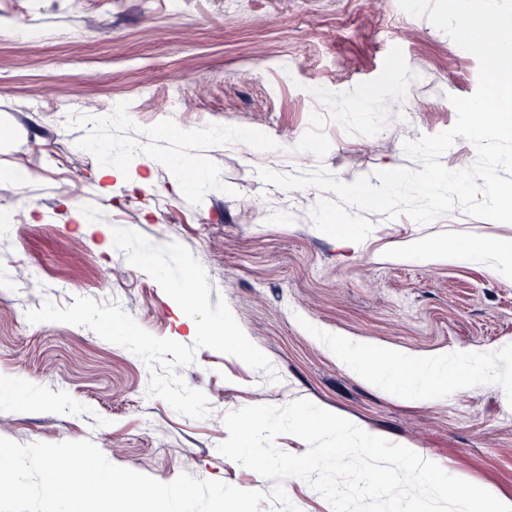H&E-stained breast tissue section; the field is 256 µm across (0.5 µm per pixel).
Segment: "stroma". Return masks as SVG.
<instances>
[{"label": "stroma", "mask_w": 512, "mask_h": 512, "mask_svg": "<svg viewBox=\"0 0 512 512\" xmlns=\"http://www.w3.org/2000/svg\"><path fill=\"white\" fill-rule=\"evenodd\" d=\"M293 74L279 80L278 66ZM476 57L398 0H0V437L91 440L114 465L169 483L187 473L248 491L274 483L222 456L227 413L306 399L359 428L428 451L448 474L512 499V278L491 260L405 255L422 242L512 244V223L461 210L425 223L373 213L357 247L319 231L322 193L264 183L322 169L337 181L419 169L403 143L449 130L450 96L478 86ZM187 95L167 110V93ZM41 109H29L31 100ZM66 101L70 111H55ZM122 110L104 127L98 113ZM103 154L85 156L88 143ZM117 166L122 178L101 179ZM212 175L200 186L184 168ZM266 198L257 211L254 197ZM184 245L271 372L198 349L180 367L211 412L194 419L148 393L150 372L91 329L29 323L44 301L116 303L143 329L190 345L175 303L104 250L102 228ZM342 336L408 356L486 358L447 393L414 402L372 383L328 343Z\"/></svg>", "instance_id": "stroma-1"}]
</instances>
